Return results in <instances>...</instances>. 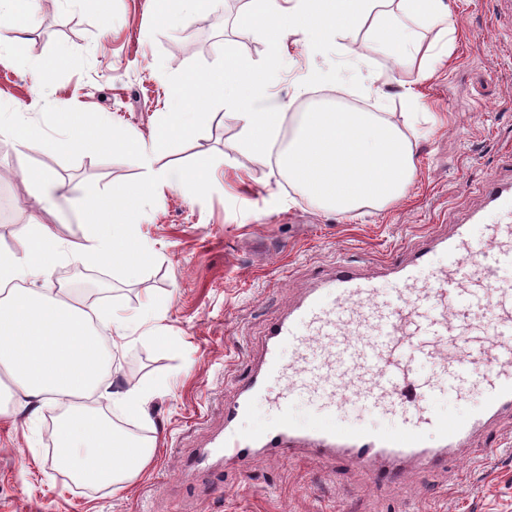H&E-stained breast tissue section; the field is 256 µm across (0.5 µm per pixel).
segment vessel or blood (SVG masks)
<instances>
[{"instance_id":"b4317fda","label":"vessel or blood","mask_w":512,"mask_h":512,"mask_svg":"<svg viewBox=\"0 0 512 512\" xmlns=\"http://www.w3.org/2000/svg\"><path fill=\"white\" fill-rule=\"evenodd\" d=\"M487 207L512 214V182L479 188ZM496 266L484 264L486 252ZM376 274L338 260L267 325L261 355L224 402V429L185 461L193 479L220 463L272 451L354 466L371 482L400 481L406 468L455 469L469 443L512 418V237L496 242L468 215L454 234L436 236L402 256L377 261ZM487 349L475 352L473 333ZM453 341L454 363L437 345ZM279 392H271L270 383ZM475 394L476 407L443 420L435 405ZM274 405V424L240 431L256 402ZM308 404L314 424L297 423ZM378 415L387 425L361 424Z\"/></svg>"}]
</instances>
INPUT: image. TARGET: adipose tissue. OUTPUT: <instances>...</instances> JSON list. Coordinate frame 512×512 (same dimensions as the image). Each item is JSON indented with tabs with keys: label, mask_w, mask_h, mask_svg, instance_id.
<instances>
[{
	"label": "adipose tissue",
	"mask_w": 512,
	"mask_h": 512,
	"mask_svg": "<svg viewBox=\"0 0 512 512\" xmlns=\"http://www.w3.org/2000/svg\"><path fill=\"white\" fill-rule=\"evenodd\" d=\"M37 8V0H0V32L9 33L6 48L12 54H20L21 36L32 26ZM240 26L263 27L275 44L292 32L337 42L366 26L376 37L378 51L398 65L420 60L422 80L432 75L436 56L423 49L421 29L444 36L453 32L446 0H289L285 6L280 0H249ZM269 71L266 65L229 58L222 70L175 82L171 94L191 110L223 101L228 119L241 126L248 149L264 155L280 139L289 107L285 101L267 103ZM56 121L69 132L66 148L97 153L120 147L145 174L111 194L84 197L78 204L85 226L81 238L62 239L53 226L38 221L31 224L22 251L0 249V288L8 292L0 300V416L30 420L49 402L62 404L52 430L60 465L87 484L121 490L143 472L157 440H118L114 426L86 410L85 400L99 390L109 370L105 338L93 330L89 312L28 288L27 282L49 279L65 254L105 267L121 263L134 270L149 264L152 253L135 232L141 200L161 183L180 187L205 181L208 166L155 168L156 157L171 139L193 131L176 116L149 142L133 131L92 132V119L69 112L57 114ZM22 179L33 204L54 212L57 198L65 194L63 185L43 169H23Z\"/></svg>",
	"instance_id": "adipose-tissue-1"
}]
</instances>
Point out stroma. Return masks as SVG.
Instances as JSON below:
<instances>
[{
    "mask_svg": "<svg viewBox=\"0 0 512 512\" xmlns=\"http://www.w3.org/2000/svg\"><path fill=\"white\" fill-rule=\"evenodd\" d=\"M455 40L436 41L442 57L434 74L418 80L377 52L373 35L359 32L345 45L306 52L298 35L271 51L261 28L237 23L244 0H223L215 14L176 27L156 25L148 0H48L39 28L26 33L21 55H0V110L23 106L37 142L17 153L0 139V184L7 186L15 222H0V246L22 251L31 207L19 172L51 171L71 200L55 222L65 239L82 236L76 207L143 176L123 150L96 154L59 148L57 112H78L107 127L136 130L152 140L171 110L166 90L188 73L205 74L237 55L279 66L270 94L291 100L286 123L311 106L360 107L397 122L401 85L414 84L427 120L406 127L417 171L406 196L381 209L358 212L317 207L280 176L274 159L251 153L241 128L221 104L191 137L170 143L157 167L192 168L213 160L200 189L159 185L140 203L138 238L154 253L137 273L61 259L58 270L84 265L106 287L74 288L69 297L94 300L96 321L111 331L113 310L133 314L151 306L160 339L131 333L114 364L115 383L155 387L150 420L97 397L113 422L158 439L149 466L125 489L88 486L61 467L52 452L48 405L31 422L0 417V512H512V420L493 426L494 448L466 455L453 472L408 473L395 485L371 483L358 469L311 458L265 454L248 466L225 465L186 480L180 460L224 427V401L246 376L271 319L294 303L320 271L337 260L365 266L402 255L430 236L453 232L464 214L481 209L479 186L512 178V17L499 0H447ZM74 56L50 83L37 67L60 47ZM388 76L386 97L368 92L371 77Z\"/></svg>",
    "mask_w": 512,
    "mask_h": 512,
    "instance_id": "35a3bbf8",
    "label": "stroma"
}]
</instances>
